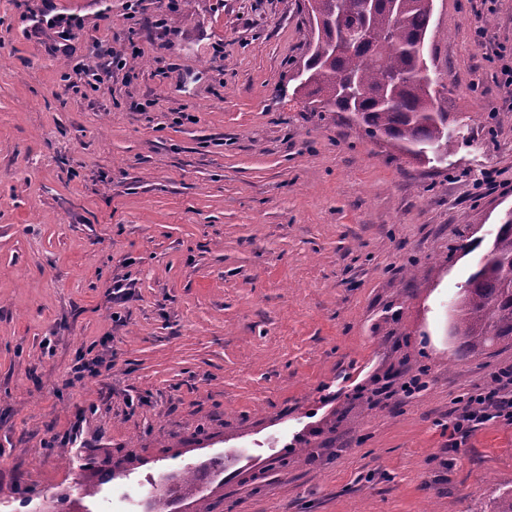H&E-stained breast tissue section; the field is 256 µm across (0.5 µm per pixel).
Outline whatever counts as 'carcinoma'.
Returning <instances> with one entry per match:
<instances>
[{
	"label": "carcinoma",
	"instance_id": "cac0c4a2",
	"mask_svg": "<svg viewBox=\"0 0 512 512\" xmlns=\"http://www.w3.org/2000/svg\"><path fill=\"white\" fill-rule=\"evenodd\" d=\"M309 0L321 18L294 94L327 112H354L372 138L446 155L452 147L448 113L436 105L421 45L428 35L433 0ZM364 27L370 38L346 52L337 43ZM489 259L460 287L455 301L456 355L512 338V218L500 225ZM479 512H512V490L493 495Z\"/></svg>",
	"mask_w": 512,
	"mask_h": 512
}]
</instances>
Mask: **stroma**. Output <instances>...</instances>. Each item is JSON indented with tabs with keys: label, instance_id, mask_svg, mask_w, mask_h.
<instances>
[{
	"label": "stroma",
	"instance_id": "obj_1",
	"mask_svg": "<svg viewBox=\"0 0 512 512\" xmlns=\"http://www.w3.org/2000/svg\"><path fill=\"white\" fill-rule=\"evenodd\" d=\"M48 2L84 22L68 49ZM305 3L0 0V512H152L188 467L198 495L166 512H479L512 489L510 427L438 465L455 397L512 363L510 341L457 357L449 308L512 212V0H434L443 165L294 97ZM105 44L130 63L73 92ZM82 355L114 365L76 383ZM422 366L425 392L377 394Z\"/></svg>",
	"mask_w": 512,
	"mask_h": 512
}]
</instances>
